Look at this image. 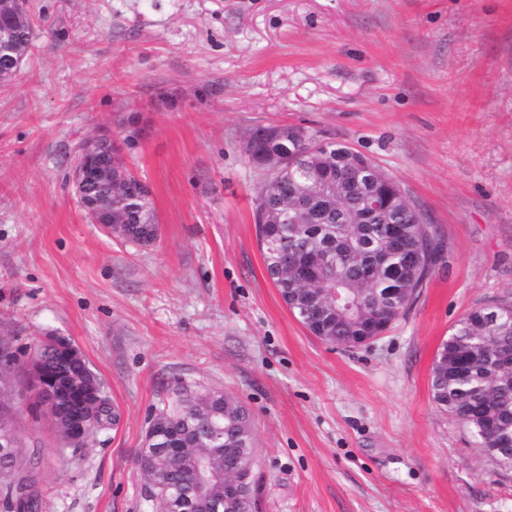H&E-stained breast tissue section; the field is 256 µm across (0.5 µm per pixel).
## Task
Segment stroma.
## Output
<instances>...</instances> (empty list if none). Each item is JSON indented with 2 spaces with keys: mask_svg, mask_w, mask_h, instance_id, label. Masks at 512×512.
Wrapping results in <instances>:
<instances>
[{
  "mask_svg": "<svg viewBox=\"0 0 512 512\" xmlns=\"http://www.w3.org/2000/svg\"><path fill=\"white\" fill-rule=\"evenodd\" d=\"M34 35L0 84V337L16 391L45 335L76 346L120 419L64 448L16 402L42 512H146L136 464L177 384L250 413L260 512H512L494 465L434 402L470 311L512 301V0H25ZM124 147L160 238L90 223L68 184L88 136ZM302 125L395 178L441 252L416 302L344 350L269 280L248 132ZM20 358L12 345L0 338V376L3 375L11 382L19 367Z\"/></svg>",
  "mask_w": 512,
  "mask_h": 512,
  "instance_id": "stroma-1",
  "label": "stroma"
}]
</instances>
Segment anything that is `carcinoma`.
<instances>
[{
	"label": "carcinoma",
	"mask_w": 512,
	"mask_h": 512,
	"mask_svg": "<svg viewBox=\"0 0 512 512\" xmlns=\"http://www.w3.org/2000/svg\"><path fill=\"white\" fill-rule=\"evenodd\" d=\"M32 38L28 20L13 29L14 46L25 52ZM265 130L270 132L262 142L265 150L300 156L305 163L303 169L284 171L274 191L256 198L257 236L267 275L297 317L306 298H318L309 321L302 322L312 335L346 350L361 346L369 335L368 316L378 314L380 327H390L418 296L439 255L435 232L396 187L386 189L379 209L364 211L362 194L373 188L374 174L392 180L368 156L337 141L312 150L313 133L306 127L271 124ZM112 157L129 188L142 197L123 206L116 235L142 246L153 244L159 235L158 216H153V224L141 223L150 191L124 164L121 145H112ZM310 169L322 171L327 179L316 200L307 196ZM281 204L291 206L287 222L267 223V212ZM335 293L350 307H336ZM508 306L492 334L485 328L487 309L468 313L442 343L431 371L434 402L466 426L480 448L502 445L503 424L512 418V367L501 366L498 359V353L512 352V302ZM36 357L58 387L82 372L80 364L56 348L51 336L41 341ZM19 362L18 352L0 338V376L13 379ZM99 392V403L89 414L93 434L117 420L110 398L104 389ZM150 426L153 439L139 452L165 490L163 500L153 502L156 512H226L224 483L214 485L209 497L199 498L189 470L199 448L254 460L247 409L222 393L200 396L178 385L153 414ZM13 438L11 455L0 453V512H41L35 462L27 468L19 465V433L13 432ZM174 441L187 448L179 459L164 455V448ZM259 508L256 478L250 471L237 512Z\"/></svg>",
	"instance_id": "obj_1"
}]
</instances>
